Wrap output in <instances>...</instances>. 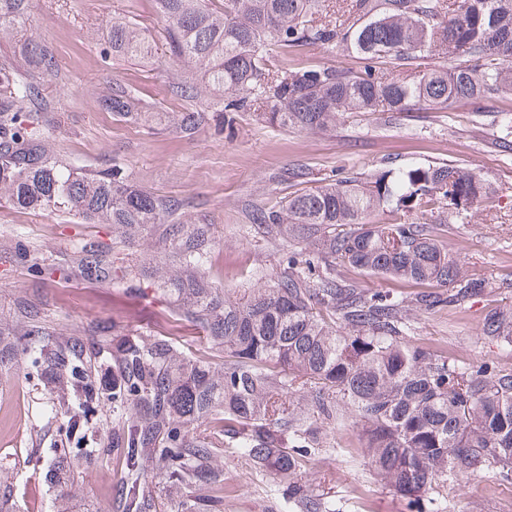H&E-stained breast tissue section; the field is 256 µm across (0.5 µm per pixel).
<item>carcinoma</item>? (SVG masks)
I'll return each instance as SVG.
<instances>
[{"label": "carcinoma", "instance_id": "obj_1", "mask_svg": "<svg viewBox=\"0 0 512 512\" xmlns=\"http://www.w3.org/2000/svg\"><path fill=\"white\" fill-rule=\"evenodd\" d=\"M165 22L172 93L203 97L213 112H257L267 123L324 129L350 112H405L413 106L476 105L512 95V0H155ZM29 0H0V37L18 38L27 67L0 62V192L22 210L54 208L130 235L164 224L181 273L164 281L171 316L212 342L215 368L190 347L158 336L67 335L41 309L18 304L26 330L12 342L29 387L47 390L54 425L57 486L119 453L116 512H220L224 474L209 461L229 440L251 465L286 485L298 512H334L301 484L323 427L355 417L373 474L401 496L420 499L440 478L483 469L512 475V371L487 363L459 367L406 340L409 305L461 309L484 291L448 255L435 231L399 221L366 224L375 211L404 216L437 207L450 224L487 194L473 172L456 166L383 171L363 181L336 179L253 210L265 237L299 235L315 252L293 251L265 288L231 297L208 286L212 245L203 224L127 182L118 166L81 174L50 155L43 114L54 110L41 80L55 73L50 47L28 36ZM112 54L154 55L135 24L109 21ZM344 47L363 70L270 68L267 47ZM441 56L448 65L408 82L392 71ZM112 112L142 119L144 106L112 91ZM199 112L179 129L196 133ZM418 284L406 300L340 283L331 264ZM82 280H114L110 249L85 239L72 256ZM483 336L512 345V314L492 309ZM207 491L196 494L197 489Z\"/></svg>", "mask_w": 512, "mask_h": 512}]
</instances>
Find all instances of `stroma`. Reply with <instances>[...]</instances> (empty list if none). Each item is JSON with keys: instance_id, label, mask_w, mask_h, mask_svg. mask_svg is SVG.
<instances>
[{"instance_id": "stroma-1", "label": "stroma", "mask_w": 512, "mask_h": 512, "mask_svg": "<svg viewBox=\"0 0 512 512\" xmlns=\"http://www.w3.org/2000/svg\"><path fill=\"white\" fill-rule=\"evenodd\" d=\"M37 40L54 52L59 73L42 81L55 103L46 113L49 148L86 171L123 167L129 181L174 201L183 219L209 225L215 244L208 258V284L229 295L262 288L283 267L298 245L290 239L263 240L249 220L253 209L271 205L290 193L345 176L374 175L390 168L455 164L489 184L490 192L450 224L441 241L468 274L487 289L468 309L412 311L411 344L466 367L482 361L512 370V347L484 339L490 309L512 311V150L504 149L505 113L512 96L448 109L414 108L394 115L347 113L325 130L283 129L248 113L224 121L204 113L196 133L177 129L191 100L171 95L172 73L156 61L109 56V20H129L152 34L164 23L154 0H31ZM272 67L318 69L328 65L360 71L363 63L340 49L318 45L271 46ZM131 91L154 117L134 122L108 107L114 85ZM108 224H86L50 211L14 209L0 199V328L15 327L10 309L21 300L40 305L51 323L76 330L97 328L105 335L144 334L177 338L182 325L168 317V303L156 289L174 267H138L141 295L124 293L117 278L103 284L83 281L67 264L74 247L93 236L115 245L116 267L165 249L158 226L141 228L126 242H116ZM0 397L18 406L20 423L0 436V492H18L19 512H50L56 491L47 472H34L25 450L40 440L45 460H52L42 390L26 391L10 353L0 354ZM212 467L224 473L222 512H286V495L272 474L255 470L239 449L224 446ZM120 472L101 460L69 486L73 501H92L96 512H110ZM302 483L308 494L323 498L338 512H512V478L487 470L459 481L437 482L410 505L372 475L360 447L358 430L346 420L327 427Z\"/></svg>"}]
</instances>
